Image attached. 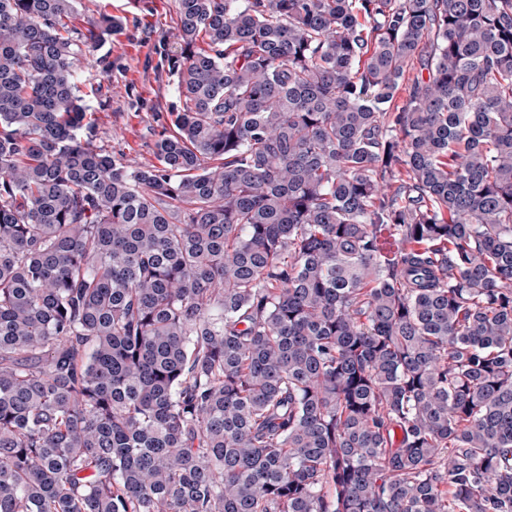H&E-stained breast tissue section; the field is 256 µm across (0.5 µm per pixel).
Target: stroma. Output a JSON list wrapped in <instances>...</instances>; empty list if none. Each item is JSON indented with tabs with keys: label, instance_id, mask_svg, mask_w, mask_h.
Segmentation results:
<instances>
[{
	"label": "stroma",
	"instance_id": "35a3bbf8",
	"mask_svg": "<svg viewBox=\"0 0 512 512\" xmlns=\"http://www.w3.org/2000/svg\"><path fill=\"white\" fill-rule=\"evenodd\" d=\"M124 27L93 53L94 74L112 87V98L94 114L96 141L108 151L124 152L146 164L156 161L150 128L155 115L174 99L160 75L161 32L173 14L168 0H97Z\"/></svg>",
	"mask_w": 512,
	"mask_h": 512
}]
</instances>
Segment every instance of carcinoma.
<instances>
[{
	"instance_id": "1",
	"label": "carcinoma",
	"mask_w": 512,
	"mask_h": 512,
	"mask_svg": "<svg viewBox=\"0 0 512 512\" xmlns=\"http://www.w3.org/2000/svg\"><path fill=\"white\" fill-rule=\"evenodd\" d=\"M79 6L0 0V512H512V0H173L153 165Z\"/></svg>"
}]
</instances>
